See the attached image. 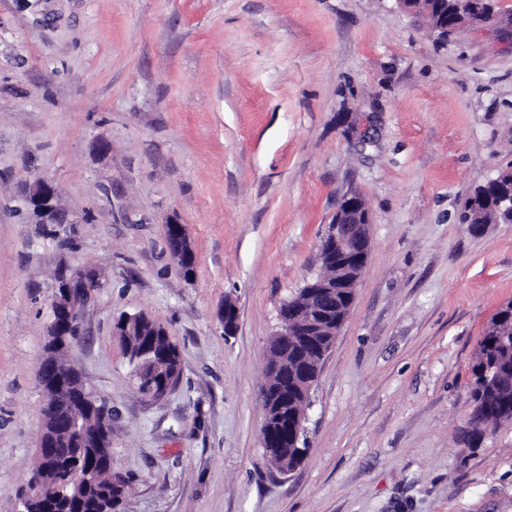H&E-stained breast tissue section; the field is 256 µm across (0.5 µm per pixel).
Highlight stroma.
<instances>
[{"label": "stroma", "mask_w": 512, "mask_h": 512, "mask_svg": "<svg viewBox=\"0 0 512 512\" xmlns=\"http://www.w3.org/2000/svg\"><path fill=\"white\" fill-rule=\"evenodd\" d=\"M499 8L441 41L396 0H0V512L34 466L65 265L99 281L70 360L112 410L125 512H512V424L468 425L475 350L512 300V224L460 220L512 165ZM39 181L60 223L24 208ZM350 192L368 262L311 394L309 455L283 474L260 442L268 342ZM126 313L181 350L164 397L136 388ZM166 236L169 242L172 258L185 277H191L194 271V250L186 234L184 224L172 221L166 224Z\"/></svg>", "instance_id": "obj_1"}]
</instances>
